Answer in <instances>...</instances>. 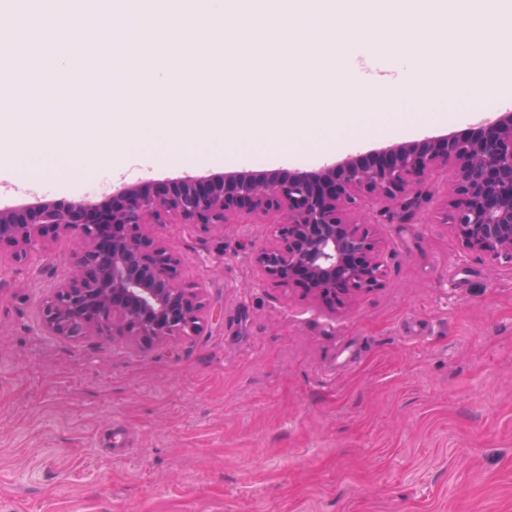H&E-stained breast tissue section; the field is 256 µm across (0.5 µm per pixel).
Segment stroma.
I'll return each mask as SVG.
<instances>
[{"instance_id": "35a3bbf8", "label": "stroma", "mask_w": 512, "mask_h": 512, "mask_svg": "<svg viewBox=\"0 0 512 512\" xmlns=\"http://www.w3.org/2000/svg\"><path fill=\"white\" fill-rule=\"evenodd\" d=\"M82 11L101 61L67 89L57 60L70 32L23 39L25 9L0 39V103L81 123L85 153L111 154L125 57L115 0H65ZM387 118V133L330 155L222 147L147 156L151 181L322 166L394 143L464 133L503 111L489 97L441 107L433 123ZM81 170L37 175L0 164V208L25 192L85 198ZM446 174L412 219L376 225L385 286L331 309L275 287L253 266L266 224L164 233L182 273L224 309L197 336L129 347L45 335L40 305L73 248L49 241L22 263L0 245V512H512V266L463 252L437 218Z\"/></svg>"}]
</instances>
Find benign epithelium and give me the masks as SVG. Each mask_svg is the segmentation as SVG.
Wrapping results in <instances>:
<instances>
[{
  "mask_svg": "<svg viewBox=\"0 0 512 512\" xmlns=\"http://www.w3.org/2000/svg\"><path fill=\"white\" fill-rule=\"evenodd\" d=\"M438 172L450 174L441 223L462 251L512 264L511 111L469 132L395 143L313 170L124 185L98 211L83 200L1 208L0 242L13 244V260L23 262L52 238H72L67 276L41 305L44 331L74 340L125 336L134 348L197 335L220 317L204 289L183 279L166 225L217 231L262 218L271 224V241L253 254L262 279L343 307L384 287L375 225L415 204Z\"/></svg>",
  "mask_w": 512,
  "mask_h": 512,
  "instance_id": "benign-epithelium-1",
  "label": "benign epithelium"
}]
</instances>
